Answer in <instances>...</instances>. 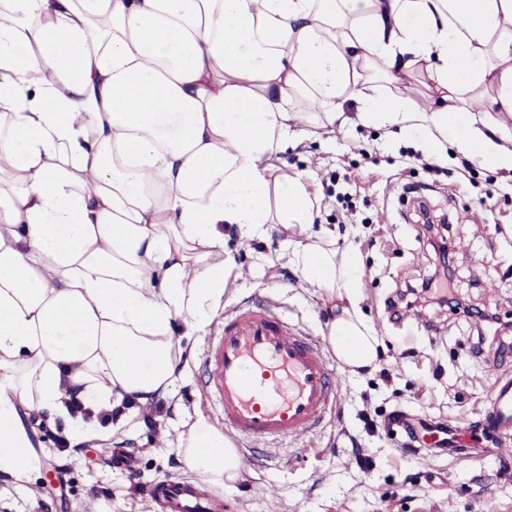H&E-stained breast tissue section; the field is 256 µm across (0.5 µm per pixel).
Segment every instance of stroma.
Wrapping results in <instances>:
<instances>
[{"instance_id":"1","label":"stroma","mask_w":512,"mask_h":512,"mask_svg":"<svg viewBox=\"0 0 512 512\" xmlns=\"http://www.w3.org/2000/svg\"><path fill=\"white\" fill-rule=\"evenodd\" d=\"M285 171L312 176L320 199L313 231L329 230L337 247L353 245L363 261L357 290L360 315L380 338L381 368L349 377L338 371L342 400L312 436L289 442L241 441L251 461L244 478L206 496L227 512H512V459L451 460L419 451L394 416L415 421L478 420L489 404L496 370L512 359L472 358L479 327L464 313L427 307L438 330L427 335L413 317H398L385 301L397 283L428 273L433 255L415 222L414 196L432 214L451 218L454 274L465 303L497 312L512 343V179L456 147L428 157L412 135L390 136L371 126L298 133L277 161ZM496 192L483 199L487 184ZM347 204L337 203V196ZM290 232L272 226L260 237L224 230L235 264L224 293L225 311L254 301L277 307L316 339L326 334L322 290L307 284L283 252ZM215 328L193 343L194 359L162 412L103 440H73L62 422L37 424V467L24 481L0 473V512H160L145 495L158 481L194 482L175 442L184 420L203 413L217 421L218 405L200 395L202 363ZM168 446L158 447L160 437Z\"/></svg>"}]
</instances>
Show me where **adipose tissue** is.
Instances as JSON below:
<instances>
[{
	"label": "adipose tissue",
	"mask_w": 512,
	"mask_h": 512,
	"mask_svg": "<svg viewBox=\"0 0 512 512\" xmlns=\"http://www.w3.org/2000/svg\"><path fill=\"white\" fill-rule=\"evenodd\" d=\"M351 102L512 172V0H0L1 473L35 465L20 408L81 442L106 435L95 413L118 428L172 396L224 303L225 228L292 230L303 279L354 296L358 253L310 234L309 177L274 165ZM326 329L349 375L376 369L356 308ZM177 452L207 486L241 476L204 416Z\"/></svg>",
	"instance_id": "1"
}]
</instances>
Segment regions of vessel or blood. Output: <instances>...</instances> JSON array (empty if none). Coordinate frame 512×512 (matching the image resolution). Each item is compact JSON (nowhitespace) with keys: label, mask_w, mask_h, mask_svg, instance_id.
<instances>
[{"label":"vessel or blood","mask_w":512,"mask_h":512,"mask_svg":"<svg viewBox=\"0 0 512 512\" xmlns=\"http://www.w3.org/2000/svg\"><path fill=\"white\" fill-rule=\"evenodd\" d=\"M206 394L224 414L225 432L253 441L296 440L312 434L337 406L330 353L314 337L288 324L271 306L248 305L225 315L204 353ZM481 425L491 452L512 457V376H497ZM450 456L468 459L467 420L441 425ZM161 512H224L221 500L202 496L196 486L160 481L146 492Z\"/></svg>","instance_id":"b4317fda"}]
</instances>
